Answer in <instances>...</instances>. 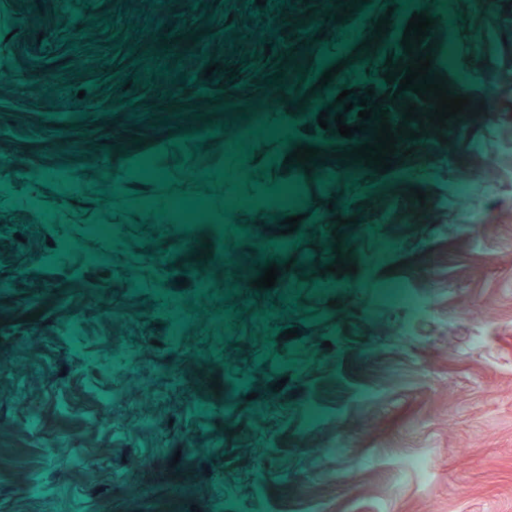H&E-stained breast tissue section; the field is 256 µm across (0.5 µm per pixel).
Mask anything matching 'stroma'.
Masks as SVG:
<instances>
[{
    "label": "stroma",
    "mask_w": 512,
    "mask_h": 512,
    "mask_svg": "<svg viewBox=\"0 0 512 512\" xmlns=\"http://www.w3.org/2000/svg\"><path fill=\"white\" fill-rule=\"evenodd\" d=\"M70 3L47 10L42 42L24 25L22 0L0 11L14 70L0 82V179L9 181L0 199L63 164L81 168L86 187L62 198L40 189L59 208L48 225L26 197L0 206V359L26 373L19 383L0 370V512H158L145 483L175 459L209 470L194 490L200 512L226 500L237 512H512V223L466 233L464 213L434 207L444 183L420 182L427 205L406 198L394 219L364 232L340 257L353 274L329 270L339 258L327 248L331 225H303L301 245L274 255L291 264L283 278L297 311L266 321L261 298L242 317L217 316L240 249L232 236L218 243L213 222L166 235L154 216L139 224L126 213L111 221L117 238L141 233L144 245L91 262L87 253L105 251L91 237L58 271H40L51 228L81 231L82 211L105 213L87 190L103 176L101 154L117 161L219 124L229 141L238 128L226 110L257 112L234 77L201 95L202 64L154 52L148 33L205 30L216 62L261 71L257 42L270 24L260 14L252 27H228L245 0ZM74 28L84 34L77 44ZM121 75L129 89H116ZM158 95L176 109L190 100L196 118L164 134L140 128L133 99ZM483 123V155L458 171L474 182L478 209L512 173V122ZM117 125L125 137L113 136ZM132 278L145 293L127 295ZM391 281L419 299L417 313L390 311L381 287ZM161 286L198 302L176 339L155 301ZM268 325L300 334L276 339L274 358L259 364ZM203 368L223 380L222 393ZM247 382L260 404L248 401ZM416 458L424 469L412 468Z\"/></svg>",
    "instance_id": "obj_1"
}]
</instances>
